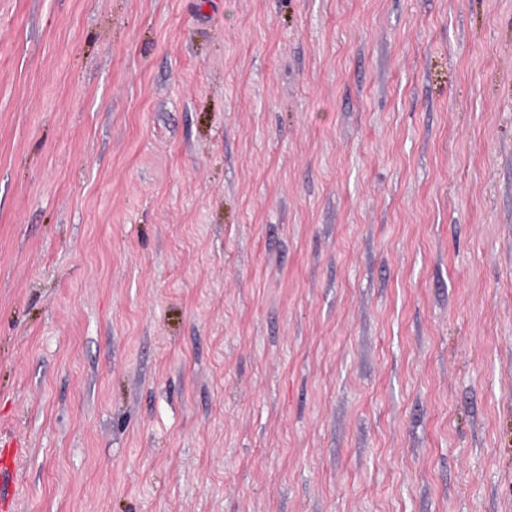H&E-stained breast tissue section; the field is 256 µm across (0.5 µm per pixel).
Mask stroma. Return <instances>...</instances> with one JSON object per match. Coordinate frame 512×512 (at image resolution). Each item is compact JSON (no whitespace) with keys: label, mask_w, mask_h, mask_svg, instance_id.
<instances>
[{"label":"stroma","mask_w":512,"mask_h":512,"mask_svg":"<svg viewBox=\"0 0 512 512\" xmlns=\"http://www.w3.org/2000/svg\"><path fill=\"white\" fill-rule=\"evenodd\" d=\"M15 512H512V0H0Z\"/></svg>","instance_id":"35a3bbf8"}]
</instances>
